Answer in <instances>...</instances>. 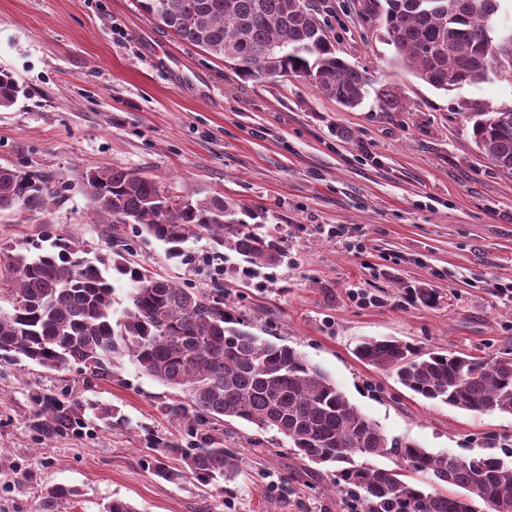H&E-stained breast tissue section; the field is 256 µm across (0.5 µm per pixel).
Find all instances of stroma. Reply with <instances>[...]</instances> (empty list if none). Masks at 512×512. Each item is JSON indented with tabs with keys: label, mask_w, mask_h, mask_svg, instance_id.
<instances>
[{
	"label": "stroma",
	"mask_w": 512,
	"mask_h": 512,
	"mask_svg": "<svg viewBox=\"0 0 512 512\" xmlns=\"http://www.w3.org/2000/svg\"><path fill=\"white\" fill-rule=\"evenodd\" d=\"M312 2L338 54L372 80L357 108L300 77L244 78L135 0H0V69L21 87L0 109V166L38 172L59 191L45 223L1 211L0 248L60 237L109 254L82 182L98 166L136 170L176 197L224 198L280 239L279 263L250 264L206 238L171 260L133 232L127 260L220 290L226 311L300 352L388 438L435 454L499 453L512 414L414 396L354 349L393 337L423 352L512 353V299L498 292L512 283V174L486 159L471 130L473 113L512 108V81L435 89L396 62L370 0ZM339 224L348 234L328 236ZM414 289L433 301L413 299ZM64 391L117 407L128 427L41 441L34 398ZM179 396L126 360L90 383L75 365L0 363V512H34L40 489L57 484L79 492L61 512H102L116 498L138 512H352L331 466L240 420L216 433L239 471L223 490L156 477L143 464L154 441L195 438L165 410Z\"/></svg>",
	"instance_id": "obj_1"
}]
</instances>
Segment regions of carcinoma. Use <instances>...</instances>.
<instances>
[{
	"mask_svg": "<svg viewBox=\"0 0 512 512\" xmlns=\"http://www.w3.org/2000/svg\"><path fill=\"white\" fill-rule=\"evenodd\" d=\"M500 0H384L385 34L398 61L423 82L443 90L476 84L496 72L495 60L512 67V39L493 38ZM136 7L174 29L182 41L222 58L244 77L263 80L291 72L346 108L362 104L371 79L338 56L314 9L302 0H136ZM20 86L0 70V107L13 105ZM479 150L512 173V109L478 112L472 125ZM95 214L108 234L121 226L166 245L170 258L185 255L190 241L209 237L252 264L280 261V241L238 217L219 197L180 205L139 172L99 166L83 175ZM55 192L36 172L0 166V210L36 221ZM88 250L58 238L32 255L7 254L0 276V362L23 359L50 370L81 365L86 379L105 380L112 365L128 359L157 381L188 392V403L166 406L178 420L193 413L202 427L244 420L288 439L296 454L336 466L332 486L352 496L358 512H512V460L495 455L440 456L413 443L388 440L319 368L287 345L238 327L220 299L157 278L123 258L109 269L129 277L130 305L112 312V284ZM357 357L394 373L425 400L478 413H512V357L480 360L444 351L421 353L394 339H365ZM31 427L51 440L87 426L90 411L107 428L128 425L120 410L80 396L46 393L36 399ZM180 457L170 468L163 456ZM394 455L414 474L443 488H420L401 469L368 467L359 457ZM158 478L220 485L237 473L234 455L210 438L188 448L170 445L146 461ZM77 496L62 485L45 489L36 512H59Z\"/></svg>",
	"mask_w": 512,
	"mask_h": 512,
	"instance_id": "obj_1",
	"label": "carcinoma"
}]
</instances>
